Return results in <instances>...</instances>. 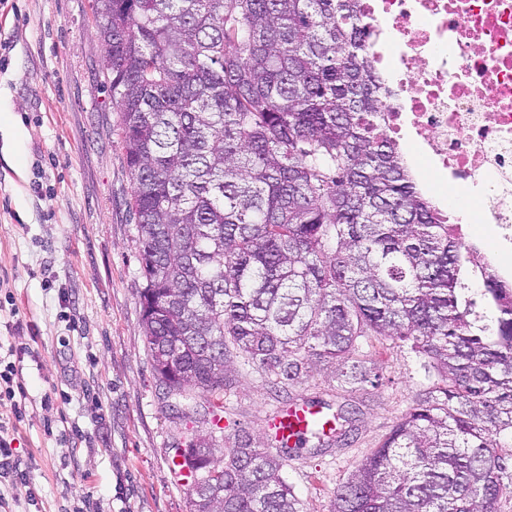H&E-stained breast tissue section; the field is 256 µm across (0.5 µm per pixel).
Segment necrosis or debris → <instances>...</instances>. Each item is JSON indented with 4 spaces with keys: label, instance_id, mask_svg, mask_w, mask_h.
Wrapping results in <instances>:
<instances>
[{
    "label": "necrosis or debris",
    "instance_id": "4bbe7bcc",
    "mask_svg": "<svg viewBox=\"0 0 512 512\" xmlns=\"http://www.w3.org/2000/svg\"><path fill=\"white\" fill-rule=\"evenodd\" d=\"M383 81L386 134L453 184L459 224L495 228L487 260L512 282V0H359Z\"/></svg>",
    "mask_w": 512,
    "mask_h": 512
}]
</instances>
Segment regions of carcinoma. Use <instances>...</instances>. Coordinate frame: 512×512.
<instances>
[{"instance_id": "cac0c4a2", "label": "carcinoma", "mask_w": 512, "mask_h": 512, "mask_svg": "<svg viewBox=\"0 0 512 512\" xmlns=\"http://www.w3.org/2000/svg\"><path fill=\"white\" fill-rule=\"evenodd\" d=\"M131 181L153 374L190 414L235 365L281 388L373 383L369 339L433 384L329 512H500L512 494V288L464 246L384 133L359 0H91ZM295 447L175 440L190 512H302L285 460L349 423L323 399Z\"/></svg>"}]
</instances>
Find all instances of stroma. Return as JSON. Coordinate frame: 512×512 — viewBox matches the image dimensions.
<instances>
[{
    "instance_id": "1",
    "label": "stroma",
    "mask_w": 512,
    "mask_h": 512,
    "mask_svg": "<svg viewBox=\"0 0 512 512\" xmlns=\"http://www.w3.org/2000/svg\"><path fill=\"white\" fill-rule=\"evenodd\" d=\"M0 39L12 45L0 61V342L19 351L24 390L0 400V419L27 472L22 485L0 469V512H189L173 441L213 416L179 417L149 364L131 182L89 0H0ZM364 354L385 386L345 392L320 372L280 390L243 370L224 396L228 437L268 439L290 398L350 411L344 441L284 469L303 512H327L429 383L405 350L374 341Z\"/></svg>"
}]
</instances>
